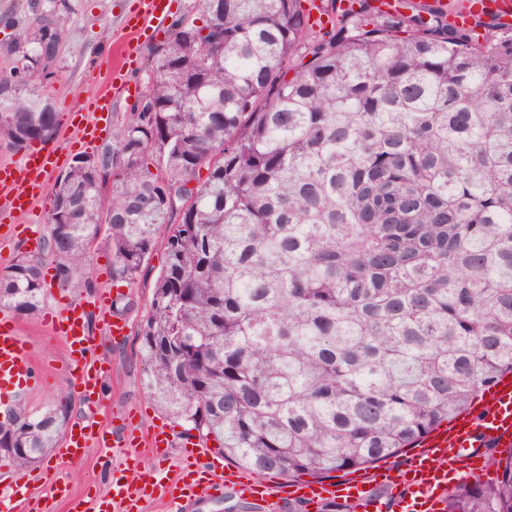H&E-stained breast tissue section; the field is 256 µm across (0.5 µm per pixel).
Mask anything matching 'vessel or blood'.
<instances>
[{"label": "vessel or blood", "mask_w": 512, "mask_h": 512, "mask_svg": "<svg viewBox=\"0 0 512 512\" xmlns=\"http://www.w3.org/2000/svg\"><path fill=\"white\" fill-rule=\"evenodd\" d=\"M170 0H140V8L126 16L123 28L128 34L117 62L108 76L113 91L135 95L137 84L129 77L137 58L136 41L152 22L164 21ZM483 15L499 26L512 27V0H458L449 9L448 20L458 27L469 26L474 15ZM90 113L80 116L75 129L84 147H94L112 112L111 94L96 97L89 105ZM58 153H30L16 166H0V188L5 196L0 208L27 212L42 194L45 178L57 166ZM49 331L65 343L68 373L84 397H92L101 380V371L88 359L91 349L87 330V311L82 303L67 302L44 316ZM33 360L14 320L0 317V390L11 391L34 380ZM132 416L121 425L106 429L91 424L68 428L58 457L78 461L91 446L126 449L123 467L113 469L110 480L112 503L122 505L123 512H137L141 500L160 496L178 507L195 501L209 490L229 489L240 497L252 499L282 512L286 502L300 500L312 512H321L325 504L338 502L352 512H441L450 483L482 477L485 473L481 449L512 447V373H506L485 389L479 402L467 413L452 420L448 427L437 430L420 442L404 464L385 463L370 474L341 480L290 481L281 484L245 481L238 470L228 466L199 465L206 450L192 438H176L167 423L152 426L146 444L151 450L183 448L185 461L176 476L167 471L138 474V445L130 431ZM459 448L468 449L465 457L456 456Z\"/></svg>", "instance_id": "vessel-or-blood-1"}]
</instances>
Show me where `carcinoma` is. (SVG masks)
I'll list each match as a JSON object with an SVG mask.
<instances>
[{
    "label": "carcinoma",
    "instance_id": "1",
    "mask_svg": "<svg viewBox=\"0 0 512 512\" xmlns=\"http://www.w3.org/2000/svg\"><path fill=\"white\" fill-rule=\"evenodd\" d=\"M303 2L194 0L203 26L185 15L148 51V103L49 188L0 309L37 311L48 265L62 290L88 284L99 246L131 286L163 236L138 333L149 395L259 477L322 479L398 457L512 373V31L481 44L414 0L383 21L329 0L316 32ZM28 8L0 86L18 149L57 132L73 11ZM71 399L18 406L0 449L39 462ZM487 463L496 482L455 486L443 512H512V455Z\"/></svg>",
    "mask_w": 512,
    "mask_h": 512
}]
</instances>
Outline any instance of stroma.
<instances>
[{
  "instance_id": "obj_1",
  "label": "stroma",
  "mask_w": 512,
  "mask_h": 512,
  "mask_svg": "<svg viewBox=\"0 0 512 512\" xmlns=\"http://www.w3.org/2000/svg\"><path fill=\"white\" fill-rule=\"evenodd\" d=\"M76 7L65 19L66 35L60 46L56 65L57 75L48 88L50 102L57 114V133L51 141L42 143L41 151L57 149L68 143V156L81 153L80 144L74 143V132L70 126L72 114L86 110L90 101L99 94L109 92L107 66L110 56L124 35L122 21L134 7L135 0H72ZM46 198H38L26 214H13L7 221L11 224H32L36 234H20L19 237L0 241V272L6 270L22 253L33 251L39 236L45 233ZM164 262V247L156 245L148 260L149 271L128 291L133 301L123 319L127 325L126 335L112 339L107 335L92 301L101 294L117 296L119 289L112 284V256L106 249H98L91 256L90 281L87 288H72L59 291L50 287L44 301L52 306L55 295L64 299L89 304L87 315L88 332L92 338L89 358L102 365L105 375L99 393L88 399L81 395L72 398L70 423L99 422L111 427L115 416L139 409L143 412L136 424L137 432H144L152 421L162 417L163 412L150 398L145 387L146 372L137 347V330L148 313V303L155 274ZM27 347L35 361L39 381L24 389H18L0 398V410L10 409L16 403H24L30 411H42L53 404L58 392L71 390L73 383L67 372V351L62 340L51 334L43 323L42 314L16 316ZM125 454L120 449L91 448L79 462L64 463L56 455L32 466L31 471L39 477L25 493H16L0 488V512H22L23 499H30L40 512H69L66 502L52 493L54 481L67 483L73 497L82 501L84 512H95L96 501L106 495L109 488L108 475L113 468L122 466Z\"/></svg>"
}]
</instances>
